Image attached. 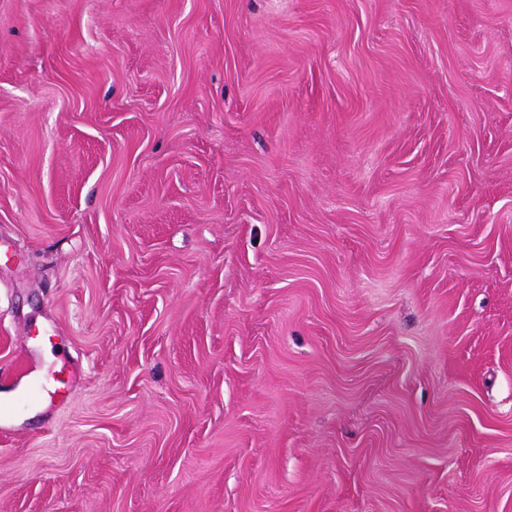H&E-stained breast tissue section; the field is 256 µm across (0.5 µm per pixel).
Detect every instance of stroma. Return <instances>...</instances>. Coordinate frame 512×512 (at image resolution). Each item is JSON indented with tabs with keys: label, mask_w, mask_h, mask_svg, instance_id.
<instances>
[{
	"label": "stroma",
	"mask_w": 512,
	"mask_h": 512,
	"mask_svg": "<svg viewBox=\"0 0 512 512\" xmlns=\"http://www.w3.org/2000/svg\"><path fill=\"white\" fill-rule=\"evenodd\" d=\"M0 241V512H512V0H0ZM34 397V390L31 386L14 392H4L0 396V430L2 434H6V426L12 420L13 409L21 404L30 401Z\"/></svg>",
	"instance_id": "stroma-1"
}]
</instances>
